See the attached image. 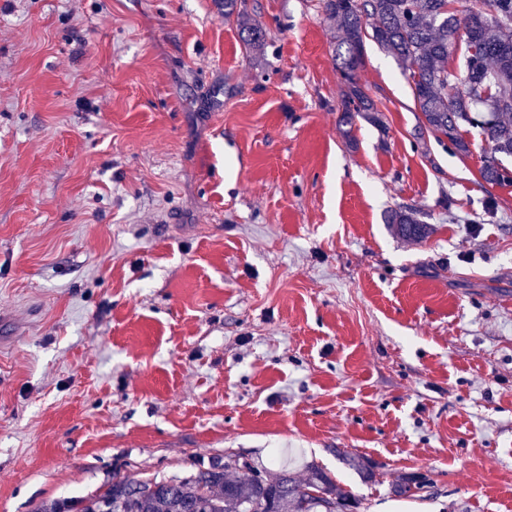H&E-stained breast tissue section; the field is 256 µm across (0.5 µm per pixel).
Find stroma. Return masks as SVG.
I'll list each match as a JSON object with an SVG mask.
<instances>
[{
    "instance_id": "1",
    "label": "stroma",
    "mask_w": 512,
    "mask_h": 512,
    "mask_svg": "<svg viewBox=\"0 0 512 512\" xmlns=\"http://www.w3.org/2000/svg\"><path fill=\"white\" fill-rule=\"evenodd\" d=\"M241 8L261 53L224 0H0V512L227 453L512 512V187L371 42L343 136L318 0ZM236 16V21L243 34V45L246 52H254L258 50L264 41L262 29L251 22V19L237 9V0H224V18L230 19ZM386 220L399 236L409 240L423 239L428 233L427 225L413 212L405 209L392 210Z\"/></svg>"
}]
</instances>
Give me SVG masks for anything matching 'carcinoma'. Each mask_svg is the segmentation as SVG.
<instances>
[{
    "mask_svg": "<svg viewBox=\"0 0 512 512\" xmlns=\"http://www.w3.org/2000/svg\"><path fill=\"white\" fill-rule=\"evenodd\" d=\"M334 33V60L343 89L339 126L348 136L356 117L380 123L379 110L359 84L366 41L375 43L401 65L421 114V128L448 141L460 155L471 153L465 134L484 143L481 178L491 186H512V0H473L450 12L446 0H319ZM236 18L247 52L264 41L262 29L224 0V18ZM465 43L474 54L458 57ZM395 232L409 240L428 233L413 212L387 216ZM427 483L414 475L395 486L404 496ZM79 512H357L360 499L341 491L316 466L299 481L282 466L266 477L249 461L229 457L198 465L187 476L122 475L105 488L78 499Z\"/></svg>",
    "mask_w": 512,
    "mask_h": 512,
    "instance_id": "obj_1",
    "label": "carcinoma"
}]
</instances>
